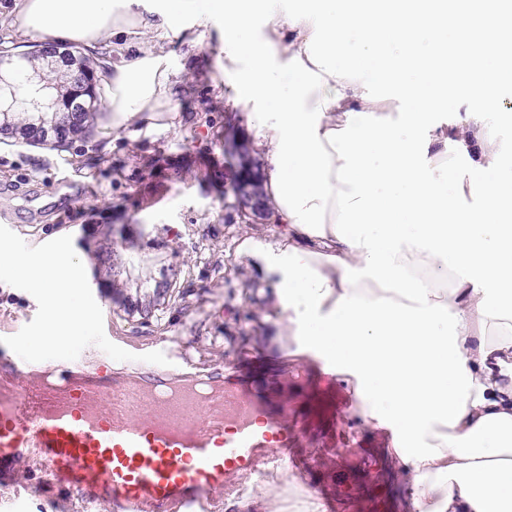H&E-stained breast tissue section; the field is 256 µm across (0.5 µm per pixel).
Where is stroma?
Returning a JSON list of instances; mask_svg holds the SVG:
<instances>
[{"mask_svg": "<svg viewBox=\"0 0 512 512\" xmlns=\"http://www.w3.org/2000/svg\"><path fill=\"white\" fill-rule=\"evenodd\" d=\"M216 32L197 45L168 44L179 73L176 110L168 129L139 128L113 138L112 115L100 110L88 137L61 148L0 141V225L38 246L68 235L82 261L105 324L128 351L182 354L199 370L259 361L263 386L289 401L309 398L305 446L336 485L338 512H414L410 476L391 454V434L356 420L349 384L325 390L310 356L291 355L275 338L270 288L253 259L238 252L244 236L277 237L265 203L252 198L245 177L261 181L266 165L248 114L218 86ZM250 214L241 223L239 209ZM111 251L103 265V251ZM38 310L26 291L0 283V322H31ZM345 451L343 461L326 456ZM19 485L0 487V501L22 497L26 512H77L39 484L34 461L21 460ZM273 484L280 498L251 512H301L311 489L287 467H266L246 481L248 492Z\"/></svg>", "mask_w": 512, "mask_h": 512, "instance_id": "stroma-1", "label": "stroma"}]
</instances>
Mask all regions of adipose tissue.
Instances as JSON below:
<instances>
[{
  "label": "adipose tissue",
  "instance_id": "1",
  "mask_svg": "<svg viewBox=\"0 0 512 512\" xmlns=\"http://www.w3.org/2000/svg\"><path fill=\"white\" fill-rule=\"evenodd\" d=\"M505 0H18L17 37L112 41V132L175 108L165 50L220 31L276 239L239 252L277 339L386 427L416 512H512V149L488 63Z\"/></svg>",
  "mask_w": 512,
  "mask_h": 512
}]
</instances>
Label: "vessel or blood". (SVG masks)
<instances>
[{
	"label": "vessel or blood",
	"instance_id": "obj_1",
	"mask_svg": "<svg viewBox=\"0 0 512 512\" xmlns=\"http://www.w3.org/2000/svg\"><path fill=\"white\" fill-rule=\"evenodd\" d=\"M48 379L40 362L0 359V485L29 457L45 486L84 512H206L216 491L261 464L285 462L335 498L303 449L307 418L235 367L177 383L173 366L108 375L92 351Z\"/></svg>",
	"mask_w": 512,
	"mask_h": 512
}]
</instances>
